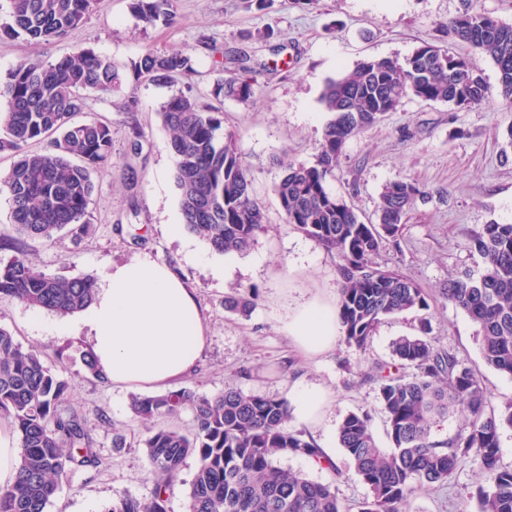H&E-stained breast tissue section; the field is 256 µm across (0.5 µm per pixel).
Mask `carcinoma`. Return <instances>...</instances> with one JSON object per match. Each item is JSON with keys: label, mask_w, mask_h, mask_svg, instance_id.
<instances>
[{"label": "carcinoma", "mask_w": 512, "mask_h": 512, "mask_svg": "<svg viewBox=\"0 0 512 512\" xmlns=\"http://www.w3.org/2000/svg\"><path fill=\"white\" fill-rule=\"evenodd\" d=\"M0 38L45 43L64 38L99 8L103 0H9ZM174 0H130L143 24L175 19ZM447 35L491 58L499 75L500 96L512 105V24L487 12L465 10L443 25ZM185 50L145 51L130 66L118 65L89 50L74 51L51 63L21 61L0 83V151L16 160L0 177V193L11 202L17 238H0V249L15 252L0 259V299L19 301L66 316L95 299L89 277L67 278L36 271L21 240H51L69 229L79 239L95 190L93 174L112 160V126L90 120L72 122L85 95L119 91L127 73L136 79L171 80L192 74ZM253 93L247 79L230 78L216 89L238 100ZM414 96L458 108L482 104L488 88L480 70L433 44H423L404 59L371 58L338 79L321 96L330 114L311 164H290L276 184L284 223L314 238L340 259L338 318L344 340L361 353L378 324L398 314L427 310L429 295L398 268L376 262L383 240L394 239L409 210L426 195L419 185L397 180L384 187L378 222H362L346 201L327 186L347 140ZM158 116L170 136L180 211L186 229L220 254L247 252L265 224V209L254 192L245 155L224 132V112L192 94H172ZM52 137L49 148L26 151L31 141ZM484 262L474 279L457 278L442 289L448 302L478 327L486 364L512 376V224H485L470 238ZM249 289L224 299V308L248 316ZM428 322L419 333L392 343L394 364L378 365L372 380L392 442L381 448L369 413H350L338 442L369 489L358 512H406L419 489L448 485L461 461L478 464L479 512H512V468L500 463V430L512 426V402L497 415L486 410V391L457 356L435 345ZM68 384L45 365L40 353L23 348L0 326V420L19 441L17 476L0 489V512H46L63 477L98 463L79 414L63 405ZM132 412L141 420L173 417L190 410L192 433L157 427L141 440L153 482L149 498L120 494L104 512H167L166 502L180 482L189 458L197 461L186 493L187 512H349L332 483H320L281 466L288 456L335 465L302 431L288 427L285 398L246 393L227 386L214 396L172 390L136 396ZM457 413L466 427L445 441L433 428Z\"/></svg>", "instance_id": "carcinoma-1"}]
</instances>
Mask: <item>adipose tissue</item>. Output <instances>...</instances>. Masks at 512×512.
I'll return each instance as SVG.
<instances>
[{
	"instance_id": "1",
	"label": "adipose tissue",
	"mask_w": 512,
	"mask_h": 512,
	"mask_svg": "<svg viewBox=\"0 0 512 512\" xmlns=\"http://www.w3.org/2000/svg\"><path fill=\"white\" fill-rule=\"evenodd\" d=\"M82 322L103 374L116 387L168 389L193 371L205 344L193 290L147 256L113 265ZM282 324L297 351L316 359L336 342V304L304 301L288 310ZM329 399L328 390L309 385L295 389L290 404L300 422L316 427Z\"/></svg>"
}]
</instances>
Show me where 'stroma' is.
I'll return each instance as SVG.
<instances>
[{
	"label": "stroma",
	"instance_id": "1",
	"mask_svg": "<svg viewBox=\"0 0 512 512\" xmlns=\"http://www.w3.org/2000/svg\"><path fill=\"white\" fill-rule=\"evenodd\" d=\"M174 7L173 23L146 28L130 12L128 0H104L62 40L35 45L0 38V80L21 60L47 63L81 49L120 63L147 50L186 49L196 70L189 81L128 79L120 94L137 101L131 117L115 109L113 93L87 98L77 121L112 126V161L93 175L90 231L78 240L65 230L50 241L29 239L25 250L36 271L89 276L100 285L113 264L140 255L167 263L194 290L205 323L204 349L181 387L214 396L233 384L247 393L283 398L298 383L325 387L331 400L310 436L335 454V469L297 457L281 464L310 480L335 482L343 503H360L368 488L340 451L338 427L349 413H369L379 445L390 447L377 387L367 373L372 362L391 361L392 342L416 333L420 318L428 319L439 347L481 377L488 409L499 414L512 401V377L484 363L475 324L440 295L450 279L481 275L483 259L470 246L475 231L491 223L512 224V146L507 143L512 108L498 94L493 61L449 39L443 25L467 7L512 23V0H315L311 5L267 0L261 10L245 0H175ZM425 42L472 60L488 86L485 102L456 108L404 98L394 112L347 140L327 184L365 222L375 220L386 184L404 179L425 188V197L416 201L398 237L384 242L377 260L417 281L429 293L430 307L383 320L366 353L340 339L317 359L306 360L284 333L282 318L296 303L337 297L340 260L284 223L273 188L288 163L314 162L330 119L320 103L327 80L370 58H404ZM241 52L250 58L253 96L245 102L214 97L217 84L232 75L231 57ZM188 87L203 102L222 107L224 128L245 153L266 211L253 245L228 268L199 237L186 231L175 237L167 229L180 214L179 191L169 136L157 112L171 94ZM131 118L143 133L137 155L128 149ZM128 165L140 173L133 186L124 180ZM250 287L257 297L249 316L225 311V297ZM60 321L56 313L0 300V326L23 348L39 350L52 372L68 383L65 404L83 419L99 458L98 466L67 475L47 512H103L117 495L150 496L153 485L138 445L150 424L133 415V390L89 373L81 360L92 348L87 330L51 333V325ZM117 434L125 436L126 447H113ZM481 480L477 463L465 461L447 487L415 493L406 512H476L472 495Z\"/></svg>",
	"mask_w": 512,
	"mask_h": 512
}]
</instances>
